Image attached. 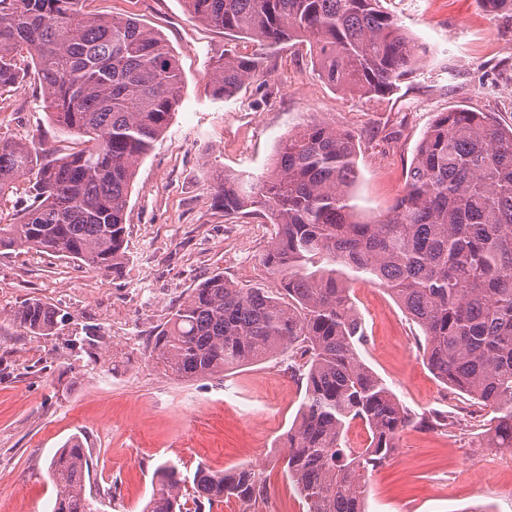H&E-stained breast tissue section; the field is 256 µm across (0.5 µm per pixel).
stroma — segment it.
I'll return each mask as SVG.
<instances>
[{
    "label": "stroma",
    "mask_w": 512,
    "mask_h": 512,
    "mask_svg": "<svg viewBox=\"0 0 512 512\" xmlns=\"http://www.w3.org/2000/svg\"><path fill=\"white\" fill-rule=\"evenodd\" d=\"M425 53L398 91L359 97L322 84L305 43L265 50L264 76L237 96L213 95L209 75L225 49L252 42L193 20L181 0H89V10L134 17L160 32L179 60L182 98L164 134L140 160L126 214V258L115 272L33 250L0 253V512H50L47 461L85 433L99 457L90 477L101 512H142L156 466L184 483L198 467L251 466L269 487L265 503L232 499L212 512H306L283 472L286 433L304 397L287 354L224 376L184 381L149 355L155 327L206 276L270 285L261 254L274 227L260 215L229 219L213 203V169L257 176L280 141L312 120L360 138L352 202L370 221L402 193L423 133L461 107L512 126V17L480 0H381ZM0 135L64 149L74 135L49 121L33 79L0 90ZM351 295L363 319L365 363L416 415L455 416L445 430L405 429L388 465L366 484L367 512H512V453L487 447L491 412L444 385L423 363L421 331L378 285L359 278ZM67 320L35 338L11 319L24 301ZM96 328L111 360L96 365L69 338ZM501 456L496 478L486 473Z\"/></svg>",
    "instance_id": "stroma-1"
}]
</instances>
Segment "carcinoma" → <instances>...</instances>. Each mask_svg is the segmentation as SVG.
Instances as JSON below:
<instances>
[{
    "label": "carcinoma",
    "mask_w": 512,
    "mask_h": 512,
    "mask_svg": "<svg viewBox=\"0 0 512 512\" xmlns=\"http://www.w3.org/2000/svg\"><path fill=\"white\" fill-rule=\"evenodd\" d=\"M86 0H0V90L23 81L28 53L49 119L83 138L68 153L0 136V198L17 181L29 197L13 224H0V251L36 250L114 272L125 257L126 212L138 161L167 129L182 74L161 35L133 18L85 10ZM202 24L251 40L255 51H224L210 74L234 98L263 71L265 47L309 44L322 82L362 96L397 90L419 46L380 0H182ZM353 134L314 121L283 139L273 167L249 187L216 174L214 205L226 215L261 212L275 233L261 262L276 290L242 288L213 274L158 325L152 357L178 379L198 380L288 351L305 381L286 433L283 467L307 512H365L369 474L394 456L410 426L446 428L451 417H417L365 364L351 281L385 288L420 328L423 361L442 383L493 413L486 447L512 451V127L490 114L440 113L419 141L402 194L384 218L359 219L351 189L359 171ZM56 307L32 299L12 320L50 336ZM89 361L105 359L84 329ZM360 421L363 448L345 433ZM94 461L73 435L50 458L51 512H99L87 487ZM266 480L252 468L198 467L197 512L235 498L258 503ZM182 481L156 467L143 512H182Z\"/></svg>",
    "instance_id": "cac0c4a2"
}]
</instances>
